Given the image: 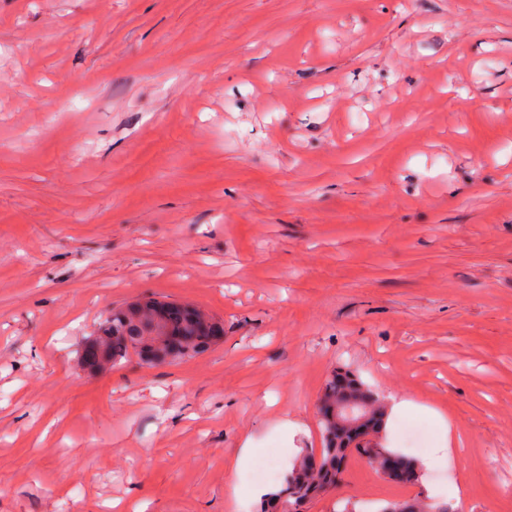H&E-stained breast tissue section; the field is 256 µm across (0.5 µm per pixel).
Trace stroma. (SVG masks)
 <instances>
[{"label": "stroma", "mask_w": 512, "mask_h": 512, "mask_svg": "<svg viewBox=\"0 0 512 512\" xmlns=\"http://www.w3.org/2000/svg\"><path fill=\"white\" fill-rule=\"evenodd\" d=\"M146 296L223 339L81 368ZM342 368L427 466L304 512H512V0H0V512H257ZM429 415L433 416L437 420L441 430V446L439 447V450L448 457L452 456L458 441V435L453 429L452 424L448 421V418L435 410H430ZM378 512H453L444 502H426L419 497L402 502H388Z\"/></svg>", "instance_id": "obj_1"}]
</instances>
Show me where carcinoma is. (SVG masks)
Instances as JSON below:
<instances>
[{"instance_id": "obj_1", "label": "carcinoma", "mask_w": 512, "mask_h": 512, "mask_svg": "<svg viewBox=\"0 0 512 512\" xmlns=\"http://www.w3.org/2000/svg\"><path fill=\"white\" fill-rule=\"evenodd\" d=\"M170 302L145 297L124 307L112 310L99 327L97 340L106 347L107 363L119 365L136 356L141 363L151 365L191 360L207 351L224 334L218 320L202 310L186 305L183 315L158 325L153 315ZM163 330L173 339L172 344L148 351L150 336ZM360 404L368 410L376 424L372 430L369 463L383 477L402 484L414 485L422 476L419 460L400 455L384 445L381 428L386 405L380 395L363 384L351 371H340L327 380L319 398L320 425L323 448L319 455L302 453L280 488L263 503L261 512H301L302 506L313 496L336 487L344 480V463L355 452L350 439L341 436L344 428L336 424V398ZM379 512H454L444 502H426L413 498L389 502Z\"/></svg>"}]
</instances>
